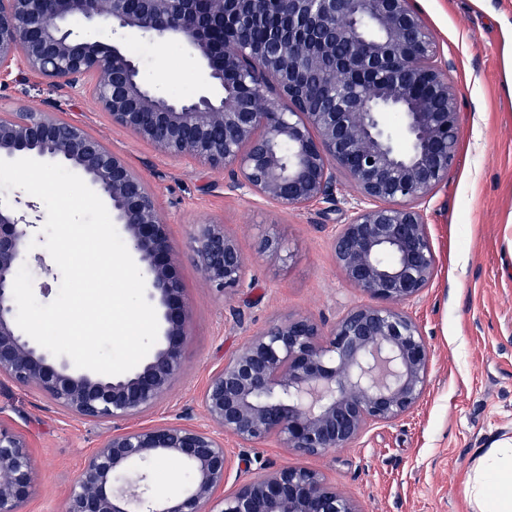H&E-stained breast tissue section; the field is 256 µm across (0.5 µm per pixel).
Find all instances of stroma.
I'll return each mask as SVG.
<instances>
[{"label":"stroma","instance_id":"35a3bbf8","mask_svg":"<svg viewBox=\"0 0 512 512\" xmlns=\"http://www.w3.org/2000/svg\"><path fill=\"white\" fill-rule=\"evenodd\" d=\"M448 63L460 108V138L447 183L425 220L437 266L432 283L407 307L432 352L428 388L399 420L370 427L350 447L305 456L270 441L224 447L239 480L271 467L320 470L363 512H470L464 483L478 449L512 435V0H414ZM143 78L168 90L162 72L177 59L187 93L206 86L196 58L137 38L127 44ZM55 103L57 117L103 140L155 189L176 247L191 308L188 343L170 396L143 416L153 423L183 415L202 422L198 396L208 377L274 319L305 314L332 325L365 295L343 275L332 249L354 193L336 186V211L289 209L229 188L221 172L171 158L113 125L91 92L61 93L40 77L0 81V112ZM223 224L251 259L246 286L227 298L209 286L194 256L197 224ZM284 244L258 254L262 238ZM0 422L31 444L37 490L24 512H60L86 457L112 433L111 422L75 418L36 391L0 383Z\"/></svg>","mask_w":512,"mask_h":512}]
</instances>
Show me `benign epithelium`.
Wrapping results in <instances>:
<instances>
[{
  "label": "benign epithelium",
  "mask_w": 512,
  "mask_h": 512,
  "mask_svg": "<svg viewBox=\"0 0 512 512\" xmlns=\"http://www.w3.org/2000/svg\"><path fill=\"white\" fill-rule=\"evenodd\" d=\"M48 3L0 0V76L16 69L59 91L89 89L112 123L160 153L283 207L336 205L343 176L356 205L334 252L369 298L329 327L297 314L254 334L207 379L198 397L204 423L179 416L113 430L62 512H362L309 468H275L224 490V436L319 456L400 419L424 396L431 350L404 306L434 277L424 211L460 137L457 92L432 30L412 0H62L59 15ZM272 12L282 24L270 28ZM72 18L103 25L111 41L85 36ZM129 34L181 45L216 92L174 99L147 83L123 48ZM388 112L400 117L405 149L383 122ZM20 157L63 163L102 193L141 265L159 334L119 375L76 369L25 335L12 286L37 206L0 204V381L80 419L142 417L169 397L191 320L156 194L101 139L41 106L0 114V159ZM194 242L206 281L234 295L250 258L222 224L197 225ZM162 459L185 469L175 497L153 493L150 467ZM35 482L27 438L0 425V512H22Z\"/></svg>",
  "instance_id": "7a95c632"
}]
</instances>
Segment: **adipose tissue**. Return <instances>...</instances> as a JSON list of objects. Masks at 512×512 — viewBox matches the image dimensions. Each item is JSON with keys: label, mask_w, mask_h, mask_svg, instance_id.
Segmentation results:
<instances>
[{"label": "adipose tissue", "mask_w": 512, "mask_h": 512, "mask_svg": "<svg viewBox=\"0 0 512 512\" xmlns=\"http://www.w3.org/2000/svg\"><path fill=\"white\" fill-rule=\"evenodd\" d=\"M465 494L471 512H512V436L478 451L468 470Z\"/></svg>", "instance_id": "adipose-tissue-1"}]
</instances>
